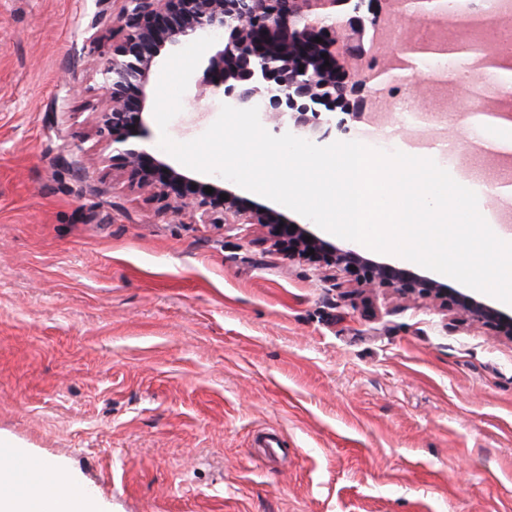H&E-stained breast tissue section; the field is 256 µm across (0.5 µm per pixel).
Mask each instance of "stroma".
<instances>
[{
	"label": "stroma",
	"mask_w": 512,
	"mask_h": 512,
	"mask_svg": "<svg viewBox=\"0 0 512 512\" xmlns=\"http://www.w3.org/2000/svg\"><path fill=\"white\" fill-rule=\"evenodd\" d=\"M123 0H0V444L99 512H512V341L347 293L257 224H194L99 160ZM400 142L475 144L422 116ZM223 100L187 88L185 142Z\"/></svg>",
	"instance_id": "obj_1"
}]
</instances>
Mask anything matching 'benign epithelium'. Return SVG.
Segmentation results:
<instances>
[{
    "instance_id": "7a95c632",
    "label": "benign epithelium",
    "mask_w": 512,
    "mask_h": 512,
    "mask_svg": "<svg viewBox=\"0 0 512 512\" xmlns=\"http://www.w3.org/2000/svg\"><path fill=\"white\" fill-rule=\"evenodd\" d=\"M373 0H124L116 18L122 37L100 68L108 97L92 106L104 158L125 171L131 184L151 192L166 207L195 224H260L271 246L329 270L348 274L359 288H386L403 297L431 299L464 322L491 328L512 341V314L454 291L416 272L363 256L354 246L338 247L307 229L291 225L281 213L256 206L221 181L200 182L155 157L145 142L147 118L154 109L150 74L156 60L180 50L191 39L224 33L222 46L206 53L199 92L224 98L236 108L258 107L276 134L305 137L332 130L336 100L365 85L358 74L340 67L343 54L364 55L354 36L373 23L364 7ZM399 17L434 20L445 16L444 0H387ZM322 42H315V38ZM328 58H323V55ZM304 71H299V67ZM414 63L400 61L375 72L379 86L409 82ZM211 187L208 194L204 188ZM228 195L227 199L220 195ZM312 240H307V237ZM314 253H309V250Z\"/></svg>"
}]
</instances>
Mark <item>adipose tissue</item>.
<instances>
[{
    "mask_svg": "<svg viewBox=\"0 0 512 512\" xmlns=\"http://www.w3.org/2000/svg\"><path fill=\"white\" fill-rule=\"evenodd\" d=\"M18 457L17 449L0 448V512H95L89 497L79 493L78 483L63 475L36 490L18 482Z\"/></svg>",
    "mask_w": 512,
    "mask_h": 512,
    "instance_id": "ef3b65f1",
    "label": "adipose tissue"
}]
</instances>
